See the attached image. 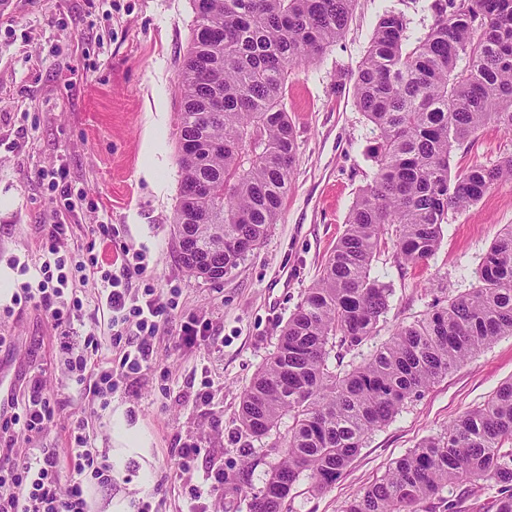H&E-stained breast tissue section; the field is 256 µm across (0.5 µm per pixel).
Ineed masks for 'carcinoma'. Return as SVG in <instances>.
I'll return each instance as SVG.
<instances>
[{"label":"carcinoma","mask_w":512,"mask_h":512,"mask_svg":"<svg viewBox=\"0 0 512 512\" xmlns=\"http://www.w3.org/2000/svg\"><path fill=\"white\" fill-rule=\"evenodd\" d=\"M355 0H193L178 73L175 212L180 261L218 280L259 248L292 182L290 70L342 39ZM428 31L409 41L404 14L385 10L354 72L356 106L375 132V171L346 230L244 391L238 419L271 437L279 459L250 512H282L301 479L321 493L373 431L501 336H512V225L475 270L478 286L422 317L349 369L341 351L380 332L392 290L371 276L392 239L405 266L438 250L448 212L512 180V155L451 174L452 151L492 125L512 133V0H433ZM466 60L459 67L460 60ZM288 418V434L279 426ZM489 483L487 501L469 485ZM512 512V379L440 435L397 458L342 512Z\"/></svg>","instance_id":"1"}]
</instances>
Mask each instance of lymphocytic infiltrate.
<instances>
[{"instance_id":"obj_1","label":"lymphocytic infiltrate","mask_w":512,"mask_h":512,"mask_svg":"<svg viewBox=\"0 0 512 512\" xmlns=\"http://www.w3.org/2000/svg\"><path fill=\"white\" fill-rule=\"evenodd\" d=\"M69 231L58 216L43 225L40 256L34 266H22L28 279L12 302L43 314L59 334L71 385L89 405L105 409L118 390L107 354L119 349L124 367L143 376L151 373L155 362L148 338L170 320L177 304L154 288L131 286V278L143 268L142 251L126 246L105 256L103 237L93 233L72 249ZM74 270L96 279L93 302L104 316L102 326L89 330L82 323L83 300L70 280ZM9 405V413L0 417V512H95L92 490L111 485L112 466L97 446L86 411L74 414L67 447L20 450L15 446L18 434H40L56 413L41 370L23 377Z\"/></svg>"}]
</instances>
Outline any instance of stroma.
Wrapping results in <instances>:
<instances>
[{
    "label": "stroma",
    "instance_id": "stroma-1",
    "mask_svg": "<svg viewBox=\"0 0 512 512\" xmlns=\"http://www.w3.org/2000/svg\"><path fill=\"white\" fill-rule=\"evenodd\" d=\"M431 2L357 0L343 40L316 64L292 72L285 104L296 153L281 218L236 270L211 282L183 268L174 231L181 184L177 74L190 42L192 0H0V278L7 280L0 286V334L13 340L11 351L0 352V369L18 377L40 366L59 402L45 433L19 439L18 447L66 446L69 417L81 404L50 325L37 310L10 303L24 280L20 262L42 249L40 226L60 188L83 197L66 219L73 240H82L89 226L111 225L107 251L143 249V282L178 304L151 339L154 372L144 378L113 365L120 388L90 420L98 447L120 472L111 487L95 488L98 512H136L148 496L159 512H180L186 487L211 470L244 473L251 492L262 489L277 453L268 439L241 428V395L318 278L374 170L372 129L356 107L350 73L384 10L403 11L416 37L433 22ZM508 155L512 134L489 126L454 151L451 169L491 166ZM56 166L63 169L58 182L40 178ZM509 224L512 181L468 210L449 213L440 247L425 265L406 267L394 249L382 252L371 274L392 288L389 309L376 340L345 354L344 364L359 363L435 298L475 288V269ZM190 317L208 323L209 340L173 350L169 336ZM205 375L213 383L208 403L196 397ZM511 378L512 336H504L406 403L330 489L314 494L300 482L290 512H342L392 461ZM120 423L136 429L145 447H123ZM189 440L200 452L186 470L178 450Z\"/></svg>",
    "mask_w": 512,
    "mask_h": 512
}]
</instances>
